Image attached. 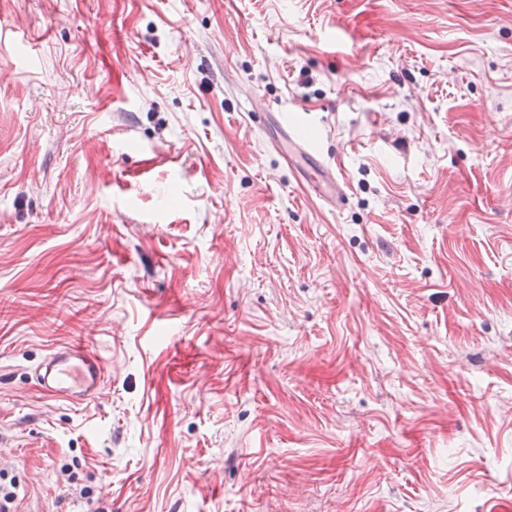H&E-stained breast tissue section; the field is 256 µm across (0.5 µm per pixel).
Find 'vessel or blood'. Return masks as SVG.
Segmentation results:
<instances>
[{"label": "vessel or blood", "instance_id": "vessel-or-blood-1", "mask_svg": "<svg viewBox=\"0 0 512 512\" xmlns=\"http://www.w3.org/2000/svg\"><path fill=\"white\" fill-rule=\"evenodd\" d=\"M282 133L277 140L294 166H302L318 147V139L306 135L311 122L304 113L281 117ZM305 180L309 189L331 207L343 208L348 195L345 184L332 167L321 164L310 168ZM106 370L101 356L86 342L61 346L40 366L38 382L53 399L83 401L95 396L105 379Z\"/></svg>", "mask_w": 512, "mask_h": 512}]
</instances>
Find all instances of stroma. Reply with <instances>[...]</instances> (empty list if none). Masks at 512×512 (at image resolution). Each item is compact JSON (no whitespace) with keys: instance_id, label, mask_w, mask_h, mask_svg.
<instances>
[{"instance_id":"35a3bbf8","label":"stroma","mask_w":512,"mask_h":512,"mask_svg":"<svg viewBox=\"0 0 512 512\" xmlns=\"http://www.w3.org/2000/svg\"><path fill=\"white\" fill-rule=\"evenodd\" d=\"M86 337L101 390L49 401ZM0 485L512 512V0H0ZM307 113H298L288 119V115L280 116L279 120L272 117L275 123H280L283 132L276 140L278 147L284 149L295 168H299L312 152L318 147L317 136H305L303 131L312 126ZM280 121V122H279ZM305 180L309 189L324 199L331 207L342 209L348 201L345 184L332 167L323 163L311 167ZM101 356L86 342L61 346L40 366L38 382L52 399L83 401L95 396L105 379Z\"/></svg>"}]
</instances>
